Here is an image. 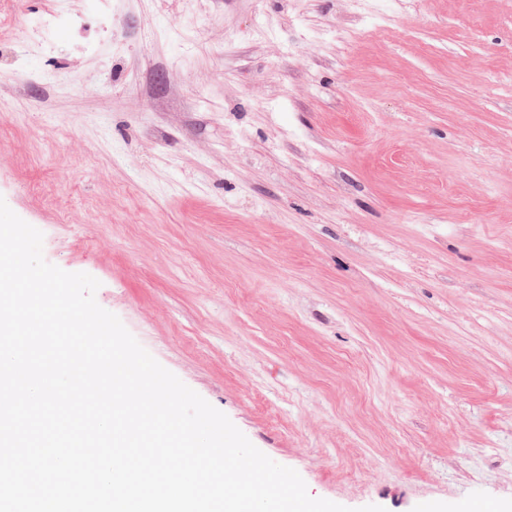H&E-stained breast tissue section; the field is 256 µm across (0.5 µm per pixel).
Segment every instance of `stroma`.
I'll return each mask as SVG.
<instances>
[{"mask_svg":"<svg viewBox=\"0 0 512 512\" xmlns=\"http://www.w3.org/2000/svg\"><path fill=\"white\" fill-rule=\"evenodd\" d=\"M8 7L47 262L318 497L512 506V0Z\"/></svg>","mask_w":512,"mask_h":512,"instance_id":"stroma-1","label":"stroma"}]
</instances>
